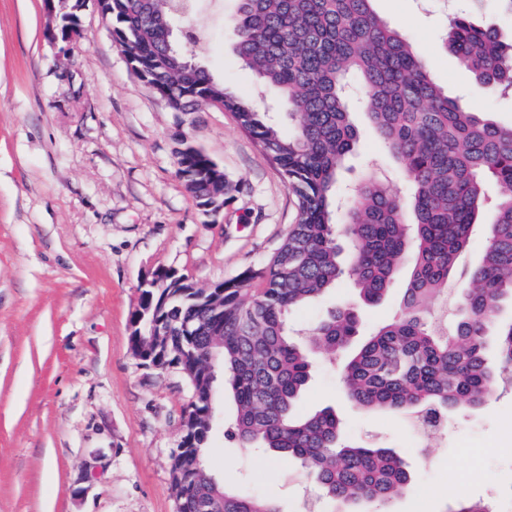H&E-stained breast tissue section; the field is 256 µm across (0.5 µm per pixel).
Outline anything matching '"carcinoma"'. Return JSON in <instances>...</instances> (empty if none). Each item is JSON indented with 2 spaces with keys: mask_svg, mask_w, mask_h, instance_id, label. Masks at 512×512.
Here are the masks:
<instances>
[{
  "mask_svg": "<svg viewBox=\"0 0 512 512\" xmlns=\"http://www.w3.org/2000/svg\"><path fill=\"white\" fill-rule=\"evenodd\" d=\"M191 11L189 0H112V33L135 70L170 100L174 112L218 102L281 170L297 199L296 223L261 266L224 282L208 307L197 288L149 290L142 336L132 348L168 331L163 365L178 359L192 397L190 447L171 454V488L180 512H281L271 498L220 483L207 468L210 396L199 364L222 363L224 389L236 415L225 431L241 448H263L300 463L332 502L379 507L404 495L411 474L392 449L352 444L330 408L297 411L313 356L343 353L349 400L363 410L445 417L477 409L512 371V321L496 322L512 302V124L463 107L438 85L410 40L376 15L372 0H239L229 20L234 51L272 94L280 113L256 98L230 92L168 26ZM475 85L512 96V36L454 17L444 34ZM359 86L360 109L411 184L404 200L375 178L356 187L336 224L341 170L357 142L347 88ZM292 130H281L283 120ZM179 174L199 205L224 201L228 183L191 142ZM502 192L492 209L487 242L456 302L453 326L435 304L485 217L486 187ZM410 273L398 314L358 339L355 311L334 307L303 337L289 312L324 300L350 280L362 301L376 304L405 264ZM259 283L252 290L250 284ZM446 512H490L459 493Z\"/></svg>",
  "mask_w": 512,
  "mask_h": 512,
  "instance_id": "cac0c4a2",
  "label": "carcinoma"
}]
</instances>
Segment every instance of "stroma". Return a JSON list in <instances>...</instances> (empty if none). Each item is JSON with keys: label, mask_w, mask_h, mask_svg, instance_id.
<instances>
[{"label": "stroma", "mask_w": 512, "mask_h": 512, "mask_svg": "<svg viewBox=\"0 0 512 512\" xmlns=\"http://www.w3.org/2000/svg\"><path fill=\"white\" fill-rule=\"evenodd\" d=\"M406 34L434 81L461 105L512 123V99L477 90L445 45L449 12L512 31L475 0H373ZM237 0H201L176 23L191 51L242 96L255 81L233 51L227 20ZM82 34L48 40L42 0H0V512H176L170 455L183 434L191 388L174 368L142 364L130 346L140 280L159 268L207 288L264 263L295 221V198L276 165L230 112L172 111L132 71L94 0L77 9ZM358 146L340 179L363 174L409 198L411 188L363 112ZM186 134L230 186L208 223L175 175ZM358 300L339 283L323 303L291 311L308 330L328 308ZM341 356H318L297 409L330 407L348 439L394 449L411 473L389 512H445L448 490L512 512V385L484 406L447 417L442 435H417L407 417L363 411L346 397ZM207 443L216 478L277 500L283 512H332L291 460L248 451L224 435L236 407L217 399Z\"/></svg>", "instance_id": "1"}]
</instances>
